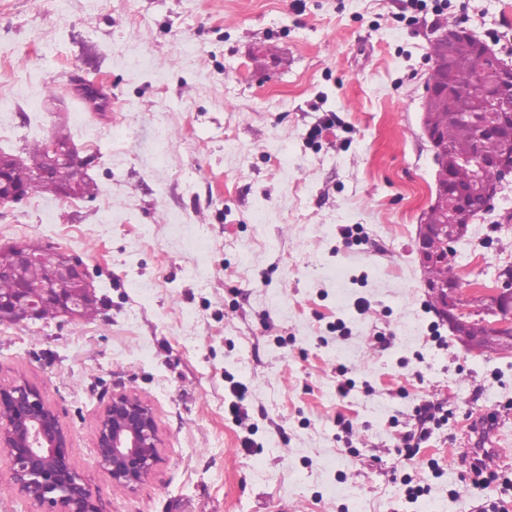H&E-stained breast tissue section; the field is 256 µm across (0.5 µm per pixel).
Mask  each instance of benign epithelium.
I'll return each instance as SVG.
<instances>
[{"mask_svg": "<svg viewBox=\"0 0 512 512\" xmlns=\"http://www.w3.org/2000/svg\"><path fill=\"white\" fill-rule=\"evenodd\" d=\"M433 67L439 69V83L427 85L421 116L425 136L435 151L438 165L436 197L428 208L441 206L447 217L443 224L420 222L417 253L421 267L453 257V245L462 240L472 221L468 201L481 197L485 204L502 190L503 181L512 174V62L500 58L487 44L456 25H443L430 41ZM464 49L477 51L480 82L468 103L455 100L454 89L461 80L454 60ZM445 112L448 119L470 126L475 142L495 137L502 152L495 158L478 152L455 157L458 167L470 169V181L461 187L447 165V148L441 130L430 122V113ZM49 165L59 162L73 165L75 178L68 192L81 197L90 184L87 162L73 144L55 134L48 140ZM21 161L15 154H0V208L9 207L29 196L27 188L11 182V165ZM494 170L498 177L490 179ZM56 277L72 281L76 288L63 293L52 283L30 285L21 278L24 267L36 260L24 244L0 245V277L15 282L13 292L0 297V323H21L37 319L39 309L52 305L69 320L79 318L81 308L97 301L96 288L86 266L77 256L57 251ZM498 285L478 287L469 299H461L454 281H425L432 296L435 313L448 324L457 341L468 353L481 355V342L490 337L500 350H512V268L506 266L497 275ZM0 452L10 461L13 486L37 512H97V491L74 468V448L68 431L42 393L19 378L0 386ZM163 443L153 406L140 395L120 391L103 408L97 424L95 448L98 463L112 484L128 491L136 490L153 473L160 461Z\"/></svg>", "mask_w": 512, "mask_h": 512, "instance_id": "obj_1", "label": "benign epithelium"}]
</instances>
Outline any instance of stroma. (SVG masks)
I'll use <instances>...</instances> for the list:
<instances>
[{
	"mask_svg": "<svg viewBox=\"0 0 512 512\" xmlns=\"http://www.w3.org/2000/svg\"><path fill=\"white\" fill-rule=\"evenodd\" d=\"M446 23L512 58V0H0V152L63 132L97 185L0 209V244L80 257L105 301L93 321L0 324V384L45 396L100 512H512V490L475 489L455 460L483 411L512 449V352L452 341L415 248ZM509 263L512 185L453 259L465 294ZM118 391L163 439L134 491L96 458ZM424 401L448 422L407 459Z\"/></svg>",
	"mask_w": 512,
	"mask_h": 512,
	"instance_id": "35a3bbf8",
	"label": "stroma"
}]
</instances>
